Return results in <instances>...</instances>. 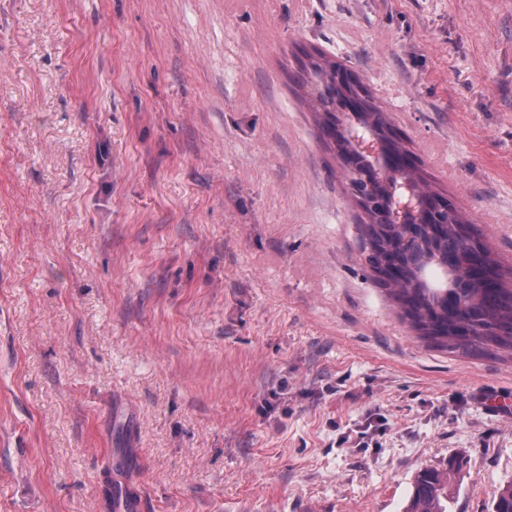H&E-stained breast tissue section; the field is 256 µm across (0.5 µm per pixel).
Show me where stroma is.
Returning a JSON list of instances; mask_svg holds the SVG:
<instances>
[{"label":"stroma","mask_w":512,"mask_h":512,"mask_svg":"<svg viewBox=\"0 0 512 512\" xmlns=\"http://www.w3.org/2000/svg\"><path fill=\"white\" fill-rule=\"evenodd\" d=\"M316 53L512 267V0H0V512L512 480V351L430 344L363 264Z\"/></svg>","instance_id":"1"}]
</instances>
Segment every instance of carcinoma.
Here are the masks:
<instances>
[{
  "instance_id": "1",
  "label": "carcinoma",
  "mask_w": 512,
  "mask_h": 512,
  "mask_svg": "<svg viewBox=\"0 0 512 512\" xmlns=\"http://www.w3.org/2000/svg\"><path fill=\"white\" fill-rule=\"evenodd\" d=\"M335 77L336 63L323 57L318 60L310 58L308 66L297 76V82L304 89L313 111H322L317 92L323 83ZM340 99L343 102L357 100L360 109L346 119L336 116L334 111L324 113L322 129L345 163L344 178L350 194L368 219L364 224V261L373 269L387 260L406 266L408 252L415 239L406 237L401 225L389 221L381 203L383 188H377L376 196L369 197L361 177L364 158L353 147L345 129L350 127L359 135H379L383 148L388 152L400 153L405 148L397 139L387 135L390 130L387 116L370 102L358 81H349L340 90ZM405 180L427 189L431 198L440 196V193L430 189L425 178L414 167H408L401 175L392 177L390 184L395 186ZM448 220L450 223L447 227L436 229L434 234L425 233L424 241L429 252L441 256L454 267L461 282L454 289L457 296L455 310L471 323L473 335L454 336L448 330V297L443 295L448 273L440 263L432 262L425 267L423 277L428 287H422L410 272L405 282L392 285L391 295L421 336L439 348L489 354L501 348L512 349V288L506 285L501 265L489 249L484 248L479 252L473 249L469 222L456 223L452 215L448 216ZM472 260L478 261L494 275L497 283L486 287L472 281L464 267ZM459 470V462L454 458L448 459L442 466L420 470L414 477L405 512H451L450 490ZM491 512H512V482L506 483L495 495Z\"/></svg>"
}]
</instances>
